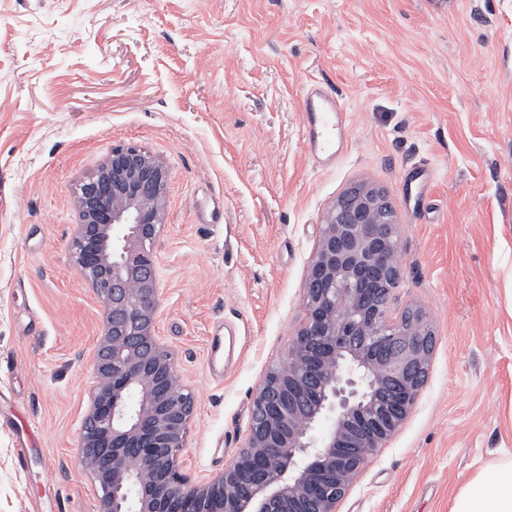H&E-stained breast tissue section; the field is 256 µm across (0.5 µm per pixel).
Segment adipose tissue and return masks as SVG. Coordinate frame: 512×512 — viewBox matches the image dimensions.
I'll list each match as a JSON object with an SVG mask.
<instances>
[{
    "mask_svg": "<svg viewBox=\"0 0 512 512\" xmlns=\"http://www.w3.org/2000/svg\"><path fill=\"white\" fill-rule=\"evenodd\" d=\"M452 512H512V463L491 480L476 474L455 496Z\"/></svg>",
    "mask_w": 512,
    "mask_h": 512,
    "instance_id": "adipose-tissue-1",
    "label": "adipose tissue"
}]
</instances>
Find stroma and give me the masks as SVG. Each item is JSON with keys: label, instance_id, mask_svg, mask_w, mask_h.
Segmentation results:
<instances>
[{"label": "stroma", "instance_id": "35a3bbf8", "mask_svg": "<svg viewBox=\"0 0 512 512\" xmlns=\"http://www.w3.org/2000/svg\"><path fill=\"white\" fill-rule=\"evenodd\" d=\"M311 78L349 114L330 169L304 144ZM120 144L170 169L156 333L196 399L187 469L243 445L322 216L361 180L400 222L391 316L422 307L437 342L339 512H449L512 459V0H0V512H96L75 448L104 307L68 247L75 183Z\"/></svg>", "mask_w": 512, "mask_h": 512}]
</instances>
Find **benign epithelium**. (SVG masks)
Here are the masks:
<instances>
[{
    "label": "benign epithelium",
    "mask_w": 512,
    "mask_h": 512,
    "mask_svg": "<svg viewBox=\"0 0 512 512\" xmlns=\"http://www.w3.org/2000/svg\"><path fill=\"white\" fill-rule=\"evenodd\" d=\"M166 162L133 144L112 147L75 189V270L102 297L92 354L95 383L76 448L99 486L98 512H338L369 458L401 428L425 385L436 344L418 306L390 320L402 274L397 216L368 183L346 188L325 213L305 281L304 318L286 360L253 400L259 427L224 470L198 478L182 460L195 400L180 387L176 352L156 334L154 244L166 209ZM140 392L123 419L124 395ZM326 412L334 424L312 436Z\"/></svg>",
    "instance_id": "benign-epithelium-1"
}]
</instances>
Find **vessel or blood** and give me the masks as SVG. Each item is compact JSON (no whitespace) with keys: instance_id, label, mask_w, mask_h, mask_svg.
<instances>
[{"instance_id":"1","label":"vessel or blood","mask_w":512,"mask_h":512,"mask_svg":"<svg viewBox=\"0 0 512 512\" xmlns=\"http://www.w3.org/2000/svg\"><path fill=\"white\" fill-rule=\"evenodd\" d=\"M304 139L314 163L330 167L347 147V114L329 87L319 82L308 83L302 95Z\"/></svg>"}]
</instances>
